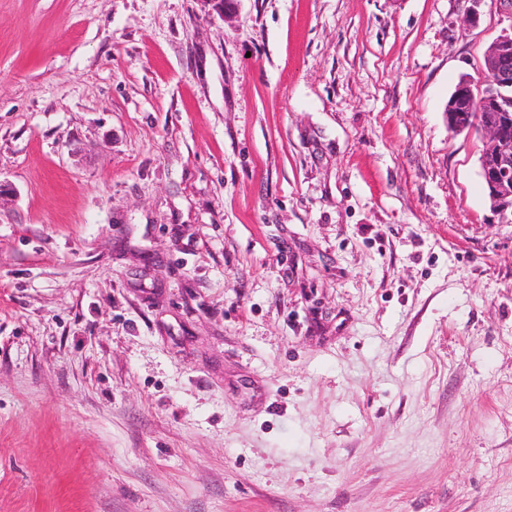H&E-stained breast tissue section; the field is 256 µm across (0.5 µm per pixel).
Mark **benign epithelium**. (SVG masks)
I'll return each mask as SVG.
<instances>
[{"instance_id":"7a95c632","label":"benign epithelium","mask_w":512,"mask_h":512,"mask_svg":"<svg viewBox=\"0 0 512 512\" xmlns=\"http://www.w3.org/2000/svg\"><path fill=\"white\" fill-rule=\"evenodd\" d=\"M483 79L465 77L448 100V128L478 131L483 137L480 175L500 214L512 210V26L489 46L481 67ZM483 111L474 115L473 104Z\"/></svg>"}]
</instances>
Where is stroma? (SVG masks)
<instances>
[{"instance_id": "stroma-1", "label": "stroma", "mask_w": 512, "mask_h": 512, "mask_svg": "<svg viewBox=\"0 0 512 512\" xmlns=\"http://www.w3.org/2000/svg\"><path fill=\"white\" fill-rule=\"evenodd\" d=\"M468 7L0 0V512H512Z\"/></svg>"}]
</instances>
